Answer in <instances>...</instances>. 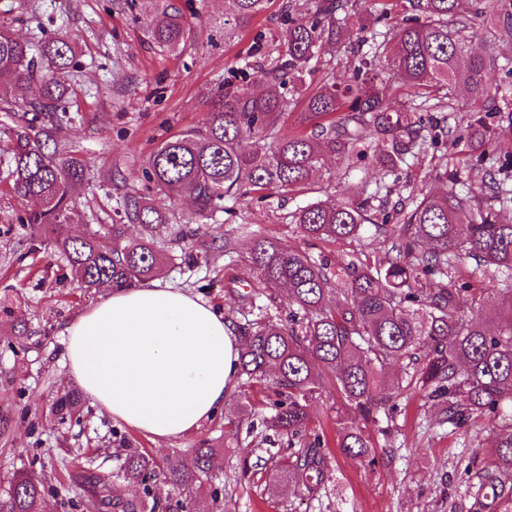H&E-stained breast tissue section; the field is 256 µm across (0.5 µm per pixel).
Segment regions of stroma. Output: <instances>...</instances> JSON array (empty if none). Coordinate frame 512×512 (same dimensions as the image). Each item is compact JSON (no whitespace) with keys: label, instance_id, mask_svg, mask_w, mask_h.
Wrapping results in <instances>:
<instances>
[{"label":"stroma","instance_id":"obj_1","mask_svg":"<svg viewBox=\"0 0 512 512\" xmlns=\"http://www.w3.org/2000/svg\"><path fill=\"white\" fill-rule=\"evenodd\" d=\"M189 18L194 40L183 51H161L146 36L156 15L153 0H0V25L39 45L61 36L78 43L67 77L70 95L55 121L60 148L76 150L87 167L76 185L77 214L71 234L109 232L123 222L122 198L145 191V170L161 141L200 126L211 98L226 87L263 79L284 50L281 12L286 0H270L266 11L238 37L225 39L214 25L224 0H174ZM20 112L0 101V485L26 468L47 484L41 512H77L81 495L65 482L60 460L81 455L104 474L117 472L126 448L145 450L157 460L191 462L200 444L217 448L213 473L224 485L225 512H503L504 505L480 492L493 470V444L501 421L478 419L470 427L439 426V406L413 398L400 405L388 434L373 432L376 462L331 454L327 478L315 499L286 490L276 479L280 458L269 457L260 433L242 458L225 440L228 423L247 426L253 407L270 395L267 383L238 382L221 413L192 434L155 442L113 422L84 399L81 411L60 420L53 410L59 395L77 390L63 365L65 324L105 297L106 289L82 288L51 234L27 224L25 207L12 190V154ZM438 141L391 182L388 206H408L428 192L444 191L435 177L441 165L458 167L465 152L447 154ZM378 170L359 162L352 171L335 169L331 181L314 179L295 198L228 199L208 218L196 217L189 198L165 200L167 223L158 225L154 247L164 257L157 279L184 288L222 309L233 323L254 319L252 299L258 274L250 260L255 237L325 256L332 267L355 260L384 261L390 247L374 226L362 237L308 242L289 215L321 197L340 195L347 182L374 188ZM193 229V240L181 233ZM27 325L31 336L15 334Z\"/></svg>","mask_w":512,"mask_h":512}]
</instances>
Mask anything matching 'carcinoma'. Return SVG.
<instances>
[{"instance_id":"1","label":"carcinoma","mask_w":512,"mask_h":512,"mask_svg":"<svg viewBox=\"0 0 512 512\" xmlns=\"http://www.w3.org/2000/svg\"><path fill=\"white\" fill-rule=\"evenodd\" d=\"M158 16L148 29L150 41L174 52L192 35L187 17L169 0H154ZM412 17L398 24L391 37L376 39L374 27L387 19L382 10L365 18L350 0H309L301 11L292 6L281 15L286 52L266 79L254 86L228 90L210 104L201 125L162 142L151 151L146 171L154 197L137 191L124 195V218L141 226L143 235L125 240L124 225H112V241L93 232L71 237L73 188L85 176V163L59 148L47 121L70 94L62 76L74 65L75 41L52 38L33 50L12 31L0 27V75L7 78L6 98L23 109L28 130L16 136L12 149L13 193L26 207L27 221L52 234L56 250L67 259L89 291L103 286L132 285L154 275L163 262L153 247L154 226L167 223L156 199L188 197L199 214L219 207L226 198L257 194L297 195L328 158L350 171L361 159L379 168L381 178L395 174L434 142L436 124L418 109L453 86L466 88L475 115L466 124L448 126V150L472 147L465 169L437 173L450 180L442 194L412 203L402 223L391 217L360 183H348L344 197L317 199L291 213V223L307 240L355 239L371 224L391 239V257L378 266L353 261L333 270L306 250L277 241L254 239L250 259L259 274V290L268 300L288 292L285 323L253 319L236 326L242 337L238 376L263 381L271 377L273 397L262 424L292 449L279 471L284 485L313 494L326 477V431L310 415L311 405L336 398L334 445L345 456L375 463L369 426L389 415L397 402L419 395L441 403L444 422L453 426L472 416L501 418L512 428V223L499 212L512 206V143L498 140L490 120L512 118V100L491 91L486 72L497 66L512 74V0H403ZM269 0H230V12L215 20L224 40L235 37L263 14ZM484 28V51L469 53L468 29ZM342 42L360 55L354 80L346 85L313 84L319 50ZM368 46L372 59L361 54ZM408 88L409 104L390 98L377 83L371 60ZM290 86L303 105L299 124L279 135L291 106ZM270 138L268 147L250 146L245 133ZM485 170L481 198L461 194L457 186L474 171ZM426 243L428 250L416 252ZM502 274L500 287L475 293L459 283L455 262L461 256ZM437 276L436 288L412 284ZM402 364L409 377L402 385L384 377L385 367ZM81 395L56 399L57 416L73 417ZM217 449H194L192 465L171 459L158 462L137 448L126 453L116 475L142 487L137 501L111 496L112 479L95 468L69 474L84 491L81 512H224V494H201ZM495 473L489 475L493 498L512 477V433L494 448ZM177 491L164 505L153 497L154 483ZM44 482L19 470L0 493V512H37Z\"/></svg>"}]
</instances>
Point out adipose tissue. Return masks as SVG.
<instances>
[{
    "mask_svg": "<svg viewBox=\"0 0 512 512\" xmlns=\"http://www.w3.org/2000/svg\"><path fill=\"white\" fill-rule=\"evenodd\" d=\"M70 376L112 420L161 442L199 429L238 382L222 311L161 282L113 289L63 329Z\"/></svg>",
    "mask_w": 512,
    "mask_h": 512,
    "instance_id": "obj_1",
    "label": "adipose tissue"
}]
</instances>
